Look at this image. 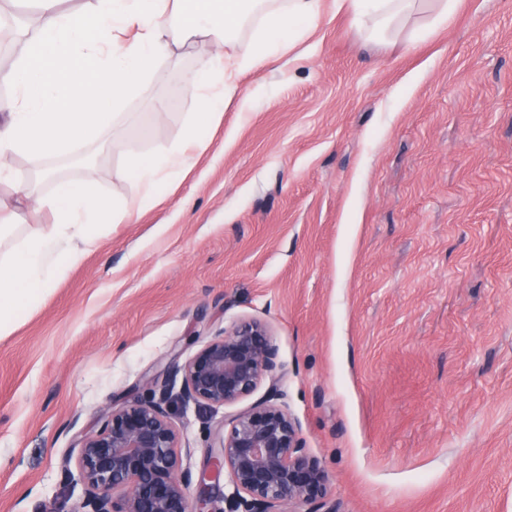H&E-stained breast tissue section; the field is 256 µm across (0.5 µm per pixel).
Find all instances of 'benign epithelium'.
<instances>
[{
    "label": "benign epithelium",
    "instance_id": "benign-epithelium-1",
    "mask_svg": "<svg viewBox=\"0 0 512 512\" xmlns=\"http://www.w3.org/2000/svg\"><path fill=\"white\" fill-rule=\"evenodd\" d=\"M276 358L265 325L243 321L149 380L145 397L112 405L77 440L75 458L64 461L66 477L83 489L76 512H214L213 484L222 477L230 486L222 512H286L292 504L336 512L327 506L326 467L278 403ZM267 379L266 398L231 419L217 437L220 452L193 478L174 405L224 407Z\"/></svg>",
    "mask_w": 512,
    "mask_h": 512
}]
</instances>
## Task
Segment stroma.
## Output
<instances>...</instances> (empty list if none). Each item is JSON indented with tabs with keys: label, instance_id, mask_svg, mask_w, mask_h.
I'll return each mask as SVG.
<instances>
[{
	"label": "stroma",
	"instance_id": "stroma-1",
	"mask_svg": "<svg viewBox=\"0 0 512 512\" xmlns=\"http://www.w3.org/2000/svg\"><path fill=\"white\" fill-rule=\"evenodd\" d=\"M427 20L377 40L323 0L285 61L240 76L165 200L0 336V512H74L77 438L243 320L269 330L337 512H512V0ZM202 61L174 49L85 163L0 156L17 238L56 221L51 182L14 194L42 169L137 197L126 157L181 140ZM267 390L176 410L193 473Z\"/></svg>",
	"mask_w": 512,
	"mask_h": 512
}]
</instances>
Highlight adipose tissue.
Masks as SVG:
<instances>
[{"label":"adipose tissue","mask_w":512,"mask_h":512,"mask_svg":"<svg viewBox=\"0 0 512 512\" xmlns=\"http://www.w3.org/2000/svg\"><path fill=\"white\" fill-rule=\"evenodd\" d=\"M353 22L380 34L421 11L426 0H344ZM59 0H37L25 52L4 76L14 92L0 97V155L44 156L82 145L129 108L157 63L175 46L205 41L214 52L190 73L184 90L201 118L165 149L130 155L125 172L143 189L133 201L107 200L91 183L57 182L50 204L56 224L36 228L0 254V335L35 309L97 241L96 224L134 221L158 203L160 183L191 169L204 128L220 123L241 72L275 63L315 28L321 0H91L83 14ZM249 46L238 50L242 35Z\"/></svg>","instance_id":"adipose-tissue-1"}]
</instances>
